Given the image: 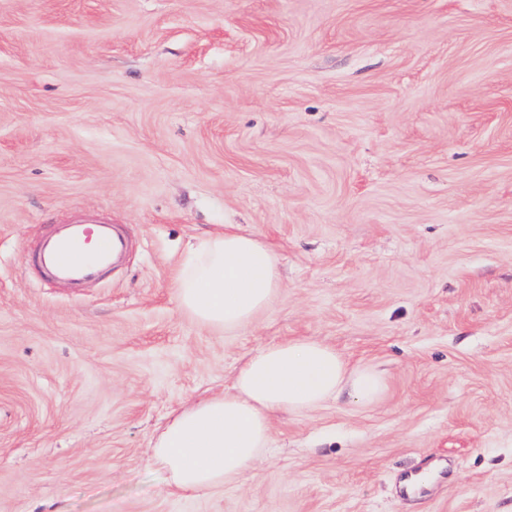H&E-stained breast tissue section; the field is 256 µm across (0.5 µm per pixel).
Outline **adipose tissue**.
I'll use <instances>...</instances> for the list:
<instances>
[{
	"label": "adipose tissue",
	"mask_w": 512,
	"mask_h": 512,
	"mask_svg": "<svg viewBox=\"0 0 512 512\" xmlns=\"http://www.w3.org/2000/svg\"><path fill=\"white\" fill-rule=\"evenodd\" d=\"M280 290L275 250L232 224L198 244L175 284L180 310L220 333L254 321ZM382 389L380 373L349 366L322 342L269 344L245 358L230 391L173 411L149 463L174 494L231 484L267 448L273 414L311 411L345 391L370 403Z\"/></svg>",
	"instance_id": "ef3b65f1"
}]
</instances>
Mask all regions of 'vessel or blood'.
<instances>
[{
  "label": "vessel or blood",
  "mask_w": 512,
  "mask_h": 512,
  "mask_svg": "<svg viewBox=\"0 0 512 512\" xmlns=\"http://www.w3.org/2000/svg\"><path fill=\"white\" fill-rule=\"evenodd\" d=\"M121 248L110 224L67 222L39 242L33 261L54 282L75 286L111 269Z\"/></svg>",
  "instance_id": "obj_1"
}]
</instances>
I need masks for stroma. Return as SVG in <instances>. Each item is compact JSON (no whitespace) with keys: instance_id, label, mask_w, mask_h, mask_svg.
<instances>
[{"instance_id":"1","label":"stroma","mask_w":512,"mask_h":512,"mask_svg":"<svg viewBox=\"0 0 512 512\" xmlns=\"http://www.w3.org/2000/svg\"><path fill=\"white\" fill-rule=\"evenodd\" d=\"M80 216L130 248L73 291ZM228 224L282 289L218 334L174 283ZM287 339L381 399L169 494L168 415ZM0 512H512V0H0ZM92 247L91 254L84 253ZM122 243L107 223L57 224L53 235L39 242L32 261L55 283L79 285L112 268Z\"/></svg>"}]
</instances>
